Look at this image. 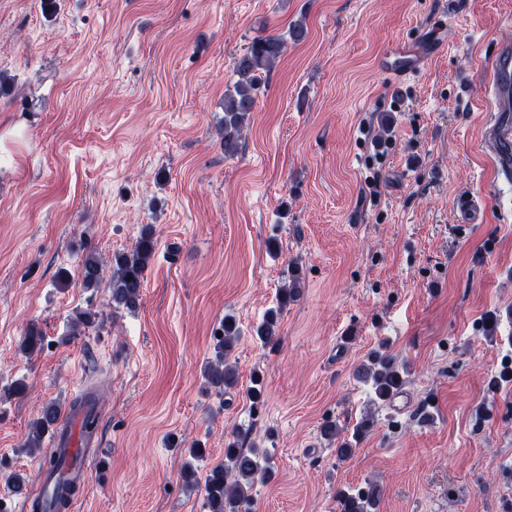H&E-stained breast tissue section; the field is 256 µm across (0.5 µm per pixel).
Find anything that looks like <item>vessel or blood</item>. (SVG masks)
I'll list each match as a JSON object with an SVG mask.
<instances>
[{
  "label": "vessel or blood",
  "instance_id": "vessel-or-blood-1",
  "mask_svg": "<svg viewBox=\"0 0 512 512\" xmlns=\"http://www.w3.org/2000/svg\"><path fill=\"white\" fill-rule=\"evenodd\" d=\"M440 28H433L425 50L441 47ZM425 50L402 49L395 73L402 76L419 66ZM492 97L493 115L485 125V145L495 154L496 170L504 178L512 177V46H500L484 70ZM102 411L97 396L87 387H79L73 404L54 429L47 461L35 473L36 488L25 492L21 512H54L59 475H66L77 488H84L90 461L98 460L102 443Z\"/></svg>",
  "mask_w": 512,
  "mask_h": 512
}]
</instances>
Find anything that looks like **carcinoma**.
<instances>
[{
	"instance_id": "cac0c4a2",
	"label": "carcinoma",
	"mask_w": 512,
	"mask_h": 512,
	"mask_svg": "<svg viewBox=\"0 0 512 512\" xmlns=\"http://www.w3.org/2000/svg\"><path fill=\"white\" fill-rule=\"evenodd\" d=\"M307 36L303 22L294 23L285 34L258 36L252 40L236 65L237 80L224 93V121L221 127L224 154L233 156L238 151L241 131L254 111L258 94L265 78L279 62L287 49L288 41L299 42ZM155 254V238L151 226H146L130 251L114 257L111 268L94 251H87L79 264L81 284L84 288H95L110 277L111 302L115 310H135L139 306L145 272ZM302 279L296 270L288 271L287 278L278 289V305L267 311L263 321L256 327L259 342L267 346L278 341V322L284 308L300 296ZM97 313L81 310L71 318L72 336H80L95 322ZM215 335V356L204 371L206 389L222 396L237 384L232 352L241 332L230 315ZM43 334L36 324L27 326L21 347L24 353L33 354L41 348ZM407 367L388 350H374L368 363L358 368V380L371 383L374 392L373 409L369 410L352 429L351 437H343V429L333 420L321 426V436L336 445L340 459L354 451V444L374 426L378 410L384 403L401 392L405 384ZM512 382V357L504 360L499 373L489 380L493 389ZM62 414L57 403L44 405L30 424L27 448L36 451L43 437ZM274 476L273 455L268 448L254 441L244 447L238 437H233L224 448V462L212 466L205 474L204 483H199L196 470L190 464L182 469L185 485H202L203 508L206 512H252L253 488L258 483L269 481ZM381 489L374 482H366L356 488L339 487L334 494L336 512H375Z\"/></svg>"
}]
</instances>
